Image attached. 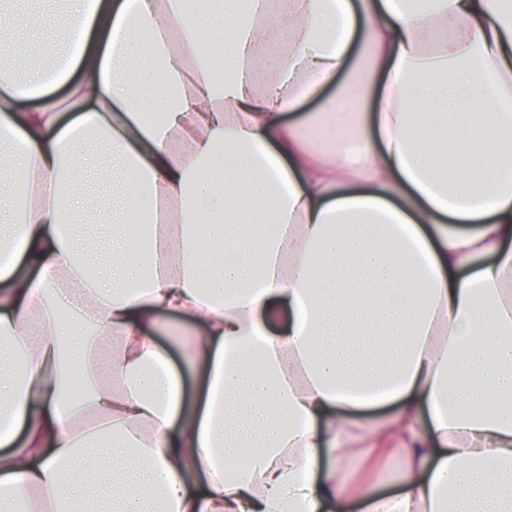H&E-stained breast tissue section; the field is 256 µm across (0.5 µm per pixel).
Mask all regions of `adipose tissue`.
Returning a JSON list of instances; mask_svg holds the SVG:
<instances>
[{"instance_id":"obj_1","label":"adipose tissue","mask_w":512,"mask_h":512,"mask_svg":"<svg viewBox=\"0 0 512 512\" xmlns=\"http://www.w3.org/2000/svg\"><path fill=\"white\" fill-rule=\"evenodd\" d=\"M51 57L0 79V512H512V0H81ZM91 133L109 274L67 221Z\"/></svg>"}]
</instances>
